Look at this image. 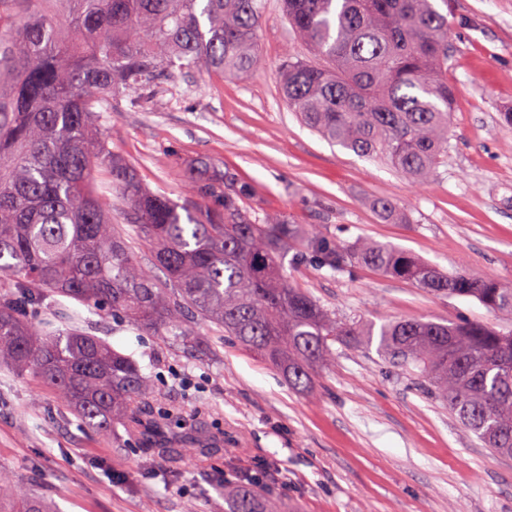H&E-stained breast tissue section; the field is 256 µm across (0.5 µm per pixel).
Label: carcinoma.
<instances>
[{
	"instance_id": "carcinoma-1",
	"label": "carcinoma",
	"mask_w": 512,
	"mask_h": 512,
	"mask_svg": "<svg viewBox=\"0 0 512 512\" xmlns=\"http://www.w3.org/2000/svg\"><path fill=\"white\" fill-rule=\"evenodd\" d=\"M312 57L278 68L288 108L324 139L382 157L416 183L448 153V17L433 0H283ZM261 0H0V364L33 375L89 428H146L148 383L137 363L69 324L65 303L110 312L156 336H186L187 313L305 389L331 364V343L376 347L412 366L496 455L512 457V330L476 323L341 320L288 282L284 260L352 265L435 294L475 298L512 321V286L465 267L444 273L391 244L317 237L279 215L252 218L247 189L207 162L188 172L182 202L154 193L116 157L103 113L160 101L194 69L222 76L264 67ZM110 158V181L93 172ZM121 195L112 223L108 192ZM137 238L150 265L132 251ZM161 271L160 279L155 271ZM0 469V512H53L13 497ZM230 512H279L267 490H239Z\"/></svg>"
}]
</instances>
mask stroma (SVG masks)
<instances>
[{"label": "stroma", "mask_w": 512, "mask_h": 512, "mask_svg": "<svg viewBox=\"0 0 512 512\" xmlns=\"http://www.w3.org/2000/svg\"><path fill=\"white\" fill-rule=\"evenodd\" d=\"M448 16V81L456 89L448 155L414 185L382 160L330 145L283 102L275 68L308 54L279 0H264L265 70L242 79L177 76L159 108L105 113L113 153L152 191L181 199L186 168L206 158L247 185L253 218L285 216L314 233L403 248L443 271L464 267L512 283V0H440ZM405 220L385 219L377 199ZM289 281L340 319L443 324L512 322L471 298L436 295L367 266L348 273L312 259L285 263ZM69 321L130 356L147 378L159 424L86 428L34 377L0 366V469L8 492L36 490L56 512H229L254 473L281 512H512V458L475 435L408 372L375 349L336 345L307 389L199 318L184 336H153L72 304ZM194 441L169 467L164 449Z\"/></svg>", "instance_id": "1"}]
</instances>
